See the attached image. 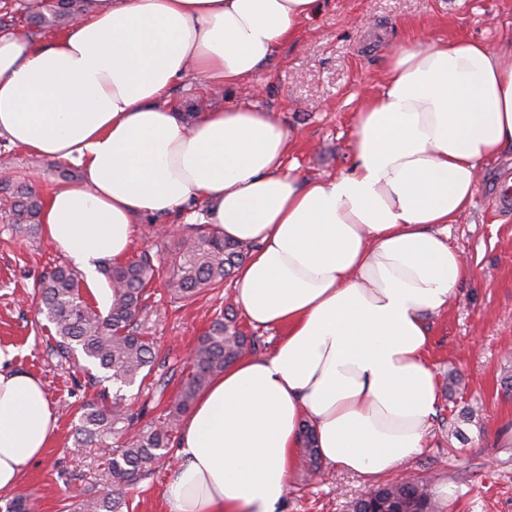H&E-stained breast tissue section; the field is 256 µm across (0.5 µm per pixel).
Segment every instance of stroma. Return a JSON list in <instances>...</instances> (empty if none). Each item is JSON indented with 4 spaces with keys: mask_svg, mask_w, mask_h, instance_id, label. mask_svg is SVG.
<instances>
[{
    "mask_svg": "<svg viewBox=\"0 0 512 512\" xmlns=\"http://www.w3.org/2000/svg\"><path fill=\"white\" fill-rule=\"evenodd\" d=\"M457 37L511 46L512 0H320L318 13L251 79L215 93L190 74L170 88L165 104L181 112L238 106L274 113L290 135L287 167L303 178L336 176L352 168L355 116L366 97L380 93L391 47ZM0 166L43 197L80 177L70 162L18 147L0 149ZM507 174L512 147L484 164L473 207L448 227L449 245L472 272L449 305L426 318L437 411L423 451L384 477L388 483L431 477L441 512H512V388L504 383L512 371V214H497L492 205ZM205 220L199 203L143 216L128 255L150 251L155 264L169 269L174 241L155 236L154 227ZM67 262L44 235L23 238L0 221V346H12L15 362L42 380L57 414L44 456L28 466L15 492L27 498L30 512H74L81 500L112 487L106 449L74 441L77 412L106 387L105 373L80 357L61 359L35 304L41 276ZM149 294L141 331L159 356L125 394L144 423L156 426L189 372L200 336L235 307V284L226 279L183 302L159 278ZM178 464L175 448H166L153 472L129 490V512H168L165 487ZM370 488L362 476L327 463L310 479L296 467L281 512H346V503Z\"/></svg>",
    "mask_w": 512,
    "mask_h": 512,
    "instance_id": "1",
    "label": "stroma"
}]
</instances>
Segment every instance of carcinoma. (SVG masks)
I'll use <instances>...</instances> for the list:
<instances>
[{
	"instance_id": "obj_1",
	"label": "carcinoma",
	"mask_w": 512,
	"mask_h": 512,
	"mask_svg": "<svg viewBox=\"0 0 512 512\" xmlns=\"http://www.w3.org/2000/svg\"><path fill=\"white\" fill-rule=\"evenodd\" d=\"M100 7V0H54L45 11L31 13L22 0H0V15L17 20L41 31L61 30L74 18ZM13 202L7 215L15 232L32 237L37 234L44 205L43 199L23 184L10 187ZM250 246L231 241L213 227L195 224L177 241V258L169 272L171 292L190 300L206 288L220 285L246 258ZM111 291L106 312L89 301L82 280L74 270L56 266L43 277L37 301L38 312L52 326L56 351L64 359L76 354L97 364L107 379L130 386L138 377H147L154 362L153 342L139 331V314L149 299V287L160 275L150 253L116 264L105 270ZM250 343L238 329L235 319L224 315L216 319L201 337L178 394L167 408L164 422L148 429L137 427L139 413L120 392L102 393L98 401L83 405L77 428V442L98 443L127 433L124 445L112 449L108 469L113 489L103 495L89 497L77 512H123L125 488L148 475L169 447L171 432L194 403L198 393L210 379L244 353ZM301 461L306 471L315 473L321 460L311 430L305 431ZM350 512H435L430 485L425 480L384 484L372 493L353 500Z\"/></svg>"
}]
</instances>
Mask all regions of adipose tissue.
I'll list each match as a JSON object with an SVG mask.
<instances>
[{
    "instance_id": "1",
    "label": "adipose tissue",
    "mask_w": 512,
    "mask_h": 512,
    "mask_svg": "<svg viewBox=\"0 0 512 512\" xmlns=\"http://www.w3.org/2000/svg\"><path fill=\"white\" fill-rule=\"evenodd\" d=\"M319 0H112L47 45L0 35V136L75 163L44 233L95 285L142 215L202 200L226 239L252 244L235 271L254 326L282 329L266 356L214 377L187 413L169 512H278L311 427L322 460L374 480L421 451L438 394L425 316L470 276L448 226L481 167L512 146V64L469 39L398 47L361 104L355 164L326 179L285 167L269 112L162 106L187 71L222 88L292 41ZM0 349V491L41 458L56 412L41 380Z\"/></svg>"
}]
</instances>
